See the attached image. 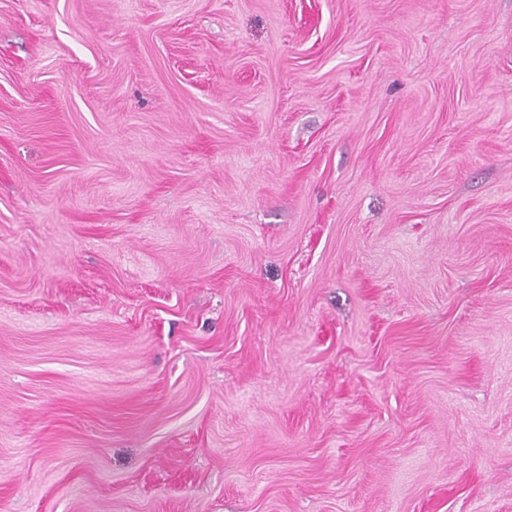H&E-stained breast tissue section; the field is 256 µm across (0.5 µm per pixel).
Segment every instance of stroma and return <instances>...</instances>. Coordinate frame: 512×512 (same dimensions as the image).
Masks as SVG:
<instances>
[{
    "label": "stroma",
    "instance_id": "obj_1",
    "mask_svg": "<svg viewBox=\"0 0 512 512\" xmlns=\"http://www.w3.org/2000/svg\"><path fill=\"white\" fill-rule=\"evenodd\" d=\"M0 512H512V0H0Z\"/></svg>",
    "mask_w": 512,
    "mask_h": 512
}]
</instances>
